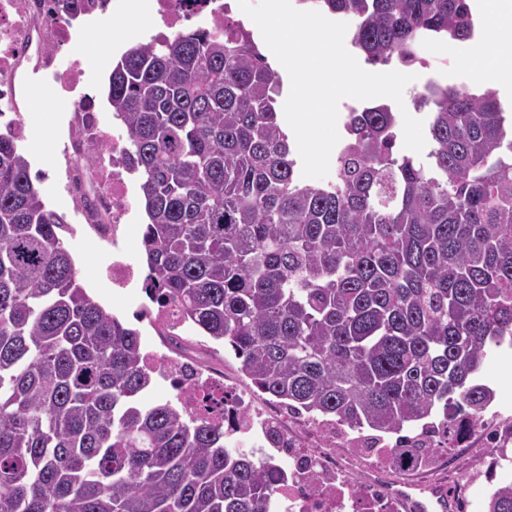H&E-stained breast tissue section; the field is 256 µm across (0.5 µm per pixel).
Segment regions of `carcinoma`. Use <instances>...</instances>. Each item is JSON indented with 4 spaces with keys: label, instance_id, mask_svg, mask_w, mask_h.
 Instances as JSON below:
<instances>
[{
    "label": "carcinoma",
    "instance_id": "obj_1",
    "mask_svg": "<svg viewBox=\"0 0 512 512\" xmlns=\"http://www.w3.org/2000/svg\"><path fill=\"white\" fill-rule=\"evenodd\" d=\"M354 22L367 63H423L466 41L467 0H299ZM280 79L229 16L140 43L112 68L149 219L144 291L224 343L289 413L431 462L457 417L494 398L512 348V115L496 92L432 85L430 164L397 155L387 105L351 111L333 176L299 175L276 109ZM17 140L0 133V512H269L272 466L228 448L224 420L145 406L139 332L79 283L65 216ZM486 512H512V483Z\"/></svg>",
    "mask_w": 512,
    "mask_h": 512
}]
</instances>
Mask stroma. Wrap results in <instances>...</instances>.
I'll return each instance as SVG.
<instances>
[{"label":"stroma","instance_id":"1","mask_svg":"<svg viewBox=\"0 0 512 512\" xmlns=\"http://www.w3.org/2000/svg\"><path fill=\"white\" fill-rule=\"evenodd\" d=\"M128 29L120 37L106 33L105 24L83 28L70 49L71 54L81 57L85 69V80L92 88L95 102L101 107V121L105 127H112L114 118L107 102L108 76L122 52L140 43L137 28L144 27L150 33L162 29L160 22L143 23L140 16H130ZM488 33L477 29L473 40L462 47L488 46ZM457 43L439 41L430 51L429 63L414 66V81L404 90V104L410 115L428 120L429 108H417L415 99L425 86L436 82L462 86L469 84V66L453 62ZM33 94L25 108V119L30 129L27 140L20 142V149L26 154L32 170L43 171L45 179L40 185L43 199L49 208L64 215H71L72 202L64 190L57 172L55 161L63 154L64 141L61 131L73 113L70 96L61 93L50 73L38 72L30 77ZM148 219L142 204H135L131 224L126 225L125 234L118 247L106 246L95 236L87 225H77L75 232L66 235L65 241L74 259L81 283L107 311L116 316L140 334L143 352L164 354L166 347L154 325L137 320L135 310L147 298L140 285L128 288L113 287L108 271L116 254H123L138 270L147 274V264L141 245L142 233ZM178 333L197 352L207 358L208 364L223 369L226 383L240 392H251L253 387L240 370V363L233 355L225 352L222 343L205 336L192 325L179 328ZM485 381L495 391V399L490 405L489 414L499 416L501 425L512 424V351L504 357L490 358L485 367ZM488 459L482 458L477 449L456 446L439 453L431 467L418 471L421 479H432L435 472L448 469L467 474L470 478V505L466 512H484L486 498L492 488L488 471Z\"/></svg>","mask_w":512,"mask_h":512}]
</instances>
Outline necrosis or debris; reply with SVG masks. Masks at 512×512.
I'll use <instances>...</instances> for the list:
<instances>
[{
	"instance_id": "necrosis-or-debris-1",
	"label": "necrosis or debris",
	"mask_w": 512,
	"mask_h": 512,
	"mask_svg": "<svg viewBox=\"0 0 512 512\" xmlns=\"http://www.w3.org/2000/svg\"><path fill=\"white\" fill-rule=\"evenodd\" d=\"M128 0H75L62 8L59 0H0V101L7 102L11 115L6 127L19 140L28 136L19 106L29 94V78L50 72L59 90L73 92L83 85L80 64L58 69L59 52L72 44L75 29L109 14L126 9ZM148 18L159 20L170 32L197 27L224 28V0H145ZM65 189L76 204L75 221L88 225L105 242H118L132 210L133 184L126 162V144L120 136L106 132L94 100L81 97L63 132ZM103 149L91 166L82 158L90 144ZM149 365L160 367L169 380L180 384L183 405L194 409L208 394L225 397L220 411L230 442L246 438L253 426L262 435L254 446L257 459H268L270 451L283 454L274 465L278 487L276 512H420L423 502L443 497L450 512H458L467 501L470 482L458 473H448L429 483L391 477L383 448H355L348 438L338 436L331 422H295L279 409L253 408L246 394H226L223 380L200 378L187 357H148ZM304 452H297V445ZM367 462V482L362 497H355L351 475L360 462Z\"/></svg>"
}]
</instances>
